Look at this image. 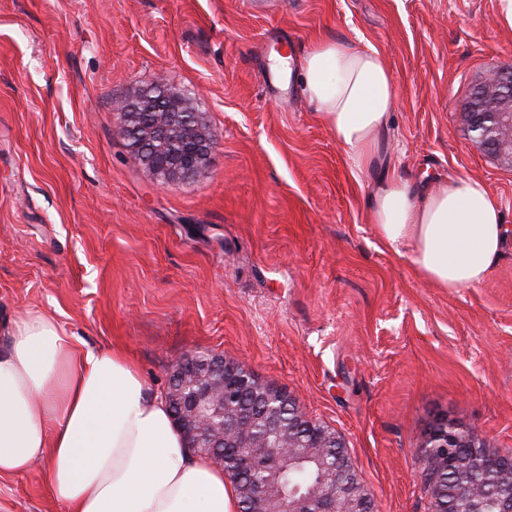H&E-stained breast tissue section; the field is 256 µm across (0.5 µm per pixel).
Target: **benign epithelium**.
<instances>
[{"mask_svg":"<svg viewBox=\"0 0 512 512\" xmlns=\"http://www.w3.org/2000/svg\"><path fill=\"white\" fill-rule=\"evenodd\" d=\"M130 109L129 100L114 106L130 141V161L163 181L190 179L207 166L216 134L200 113L172 103L164 107L162 122L134 126ZM464 120L477 148L512 166V68L495 70L476 85ZM170 379L166 399L177 406L174 419L189 447L224 449V463L237 473L264 467L278 473L299 446L318 462L333 457L328 486L308 497L284 499L275 509L266 507L267 488L247 483L241 493L257 505V512H375L341 439L308 420L297 398L257 382L244 363L221 353L197 355L188 367L173 368ZM248 392L253 393L252 408L238 404ZM259 422L274 437L260 448L253 444ZM423 448L425 470L441 468L458 476L481 472L495 459L477 434L446 420L436 423Z\"/></svg>","mask_w":512,"mask_h":512,"instance_id":"7a95c632","label":"benign epithelium"}]
</instances>
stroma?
Returning <instances> with one entry per match:
<instances>
[{"label":"stroma","instance_id":"35a3bbf8","mask_svg":"<svg viewBox=\"0 0 512 512\" xmlns=\"http://www.w3.org/2000/svg\"><path fill=\"white\" fill-rule=\"evenodd\" d=\"M382 51L386 159L404 178L483 181L512 238V168L462 114L512 66L499 0H0V314L43 311L81 348L125 350L150 393L199 352L245 363L336 433L377 512H434L422 446L445 419L512 459V247L439 288L368 222L352 176L271 51ZM164 79L217 134L164 182L128 160L114 101ZM0 512H66L45 477L0 479Z\"/></svg>","mask_w":512,"mask_h":512}]
</instances>
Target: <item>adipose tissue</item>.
<instances>
[{
    "label": "adipose tissue",
    "mask_w": 512,
    "mask_h": 512,
    "mask_svg": "<svg viewBox=\"0 0 512 512\" xmlns=\"http://www.w3.org/2000/svg\"><path fill=\"white\" fill-rule=\"evenodd\" d=\"M297 76L352 176H377L368 217L378 239L438 287L482 283L507 244L500 205L477 180L419 187L390 174L395 91L380 50L325 37ZM37 464L68 512L239 510L224 469L186 448L125 352L78 348L54 318L28 311L0 323V476Z\"/></svg>",
    "instance_id": "ef3b65f1"
}]
</instances>
